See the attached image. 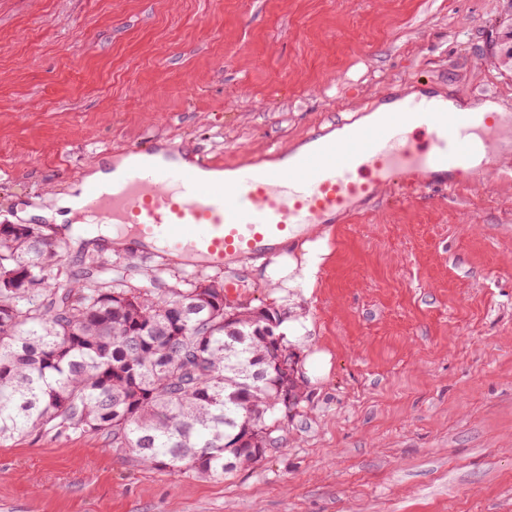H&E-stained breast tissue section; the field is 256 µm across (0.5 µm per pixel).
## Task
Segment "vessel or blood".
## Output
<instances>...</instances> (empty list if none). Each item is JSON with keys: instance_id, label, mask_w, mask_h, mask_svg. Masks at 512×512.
I'll return each mask as SVG.
<instances>
[{"instance_id": "obj_1", "label": "vessel or blood", "mask_w": 512, "mask_h": 512, "mask_svg": "<svg viewBox=\"0 0 512 512\" xmlns=\"http://www.w3.org/2000/svg\"><path fill=\"white\" fill-rule=\"evenodd\" d=\"M366 122H341L289 152L232 165L182 157L149 141L109 184L88 180L76 205L90 224L130 229L136 246L222 268L277 261L311 229L365 212L389 193L406 198L512 180V166L474 167L477 147L507 152L512 114L448 109L429 91L381 99Z\"/></svg>"}]
</instances>
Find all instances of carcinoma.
<instances>
[{
  "instance_id": "obj_1",
  "label": "carcinoma",
  "mask_w": 512,
  "mask_h": 512,
  "mask_svg": "<svg viewBox=\"0 0 512 512\" xmlns=\"http://www.w3.org/2000/svg\"><path fill=\"white\" fill-rule=\"evenodd\" d=\"M52 224H0V443L96 435L173 474L222 477L277 447L301 399L280 320L224 307V282L149 286Z\"/></svg>"
}]
</instances>
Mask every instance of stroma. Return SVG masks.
Instances as JSON below:
<instances>
[{"instance_id":"obj_1","label":"stroma","mask_w":512,"mask_h":512,"mask_svg":"<svg viewBox=\"0 0 512 512\" xmlns=\"http://www.w3.org/2000/svg\"><path fill=\"white\" fill-rule=\"evenodd\" d=\"M503 0H0V224L96 157L156 140L260 155L414 79L512 113ZM128 276L216 278L276 311L304 399L281 448L220 478L93 435L0 445V512H512V183L386 200L278 263L189 268L112 247ZM506 17L499 21L498 28L502 27L500 32L496 33L495 44L500 47L499 56L503 63L512 61V1L505 0ZM506 25L504 26V24Z\"/></svg>"}]
</instances>
